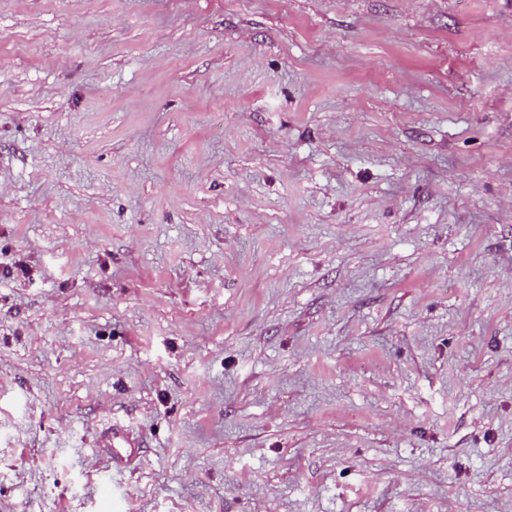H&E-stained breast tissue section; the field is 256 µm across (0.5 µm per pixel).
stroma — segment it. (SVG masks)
Segmentation results:
<instances>
[{
	"label": "stroma",
	"mask_w": 512,
	"mask_h": 512,
	"mask_svg": "<svg viewBox=\"0 0 512 512\" xmlns=\"http://www.w3.org/2000/svg\"><path fill=\"white\" fill-rule=\"evenodd\" d=\"M105 485L512 512V0H0V512ZM103 448H107L114 463L130 459L135 454L134 445L121 431H113L103 442Z\"/></svg>",
	"instance_id": "35a3bbf8"
}]
</instances>
